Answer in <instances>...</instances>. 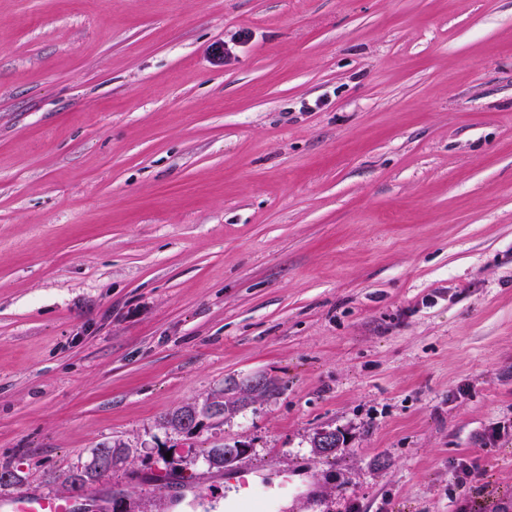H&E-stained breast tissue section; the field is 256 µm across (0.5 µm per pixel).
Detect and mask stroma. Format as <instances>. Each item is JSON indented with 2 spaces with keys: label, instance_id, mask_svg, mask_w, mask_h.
Listing matches in <instances>:
<instances>
[{
  "label": "stroma",
  "instance_id": "35a3bbf8",
  "mask_svg": "<svg viewBox=\"0 0 512 512\" xmlns=\"http://www.w3.org/2000/svg\"><path fill=\"white\" fill-rule=\"evenodd\" d=\"M223 444L512 512V0H0V494L112 445L88 512H159ZM216 402H218L217 399L212 398V399L206 401L201 406L193 405V406H190V407H188L186 409H184L186 406H183V407L177 409L176 411H174L171 414V416L168 419L167 423L171 424L173 422V420L175 419L176 415L178 414V412H180L182 409H184L182 411V422H183V425L186 426V427H193V426H195L199 422V418L201 416L214 417V416H218L219 415L217 413L218 405H216ZM218 403L222 406V413H221L220 416H223L224 415V405L226 406V403H224V401L218 402Z\"/></svg>",
  "mask_w": 512,
  "mask_h": 512
}]
</instances>
